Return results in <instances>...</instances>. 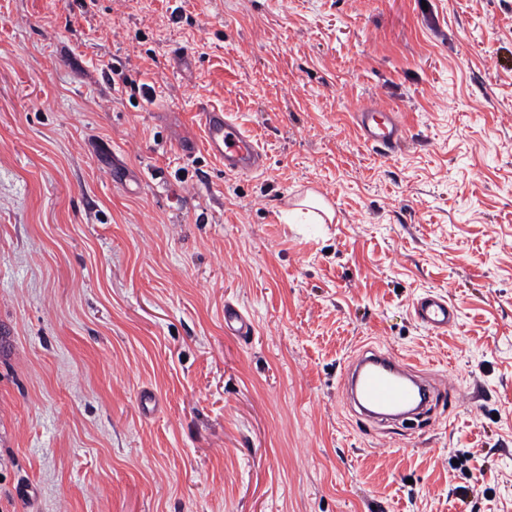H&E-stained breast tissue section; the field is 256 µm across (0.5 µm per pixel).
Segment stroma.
Returning a JSON list of instances; mask_svg holds the SVG:
<instances>
[{
    "instance_id": "stroma-1",
    "label": "stroma",
    "mask_w": 512,
    "mask_h": 512,
    "mask_svg": "<svg viewBox=\"0 0 512 512\" xmlns=\"http://www.w3.org/2000/svg\"><path fill=\"white\" fill-rule=\"evenodd\" d=\"M371 347L463 402L359 417ZM0 512H512V0H0ZM206 150L224 164V171L251 175L263 169L264 154L238 123L228 118L223 108L202 105L198 108ZM355 131L361 143L381 156H390L405 143L408 130L398 112L383 104L364 107L356 113ZM300 204L307 205L315 209V212H309L311 215V223L324 224L326 219L329 222H332L334 219V211L321 196L315 193H308ZM418 321L437 332H448L457 325L458 313L448 298L438 292H429L413 305ZM224 324L236 336L248 338L254 332V324L250 316L230 304L224 307Z\"/></svg>"
}]
</instances>
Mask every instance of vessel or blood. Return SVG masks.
I'll use <instances>...</instances> for the list:
<instances>
[{
    "mask_svg": "<svg viewBox=\"0 0 512 512\" xmlns=\"http://www.w3.org/2000/svg\"><path fill=\"white\" fill-rule=\"evenodd\" d=\"M197 115L208 153L221 161L230 174L251 175L262 170L264 154L238 123L229 119L222 108L200 106ZM355 131L361 143L388 156L404 144L408 131L397 111L383 104L364 107L355 117ZM418 321L437 332L453 329L458 320L455 306L446 296L430 292L413 305ZM224 324L235 335L252 336L250 316L233 305L224 308ZM344 387L348 396L370 419L398 420L410 411L430 409L441 394L431 382L412 375L404 357L391 350L368 348L349 366Z\"/></svg>",
    "mask_w": 512,
    "mask_h": 512,
    "instance_id": "obj_1",
    "label": "vessel or blood"
}]
</instances>
